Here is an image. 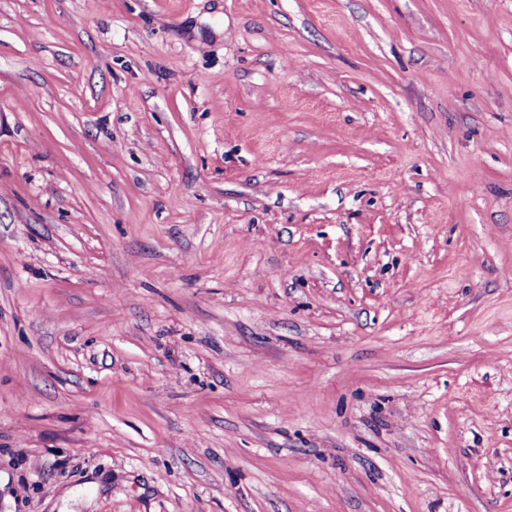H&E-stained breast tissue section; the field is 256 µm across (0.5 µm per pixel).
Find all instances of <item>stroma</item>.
<instances>
[{
    "instance_id": "1",
    "label": "stroma",
    "mask_w": 512,
    "mask_h": 512,
    "mask_svg": "<svg viewBox=\"0 0 512 512\" xmlns=\"http://www.w3.org/2000/svg\"><path fill=\"white\" fill-rule=\"evenodd\" d=\"M0 512H512V0H0Z\"/></svg>"
}]
</instances>
